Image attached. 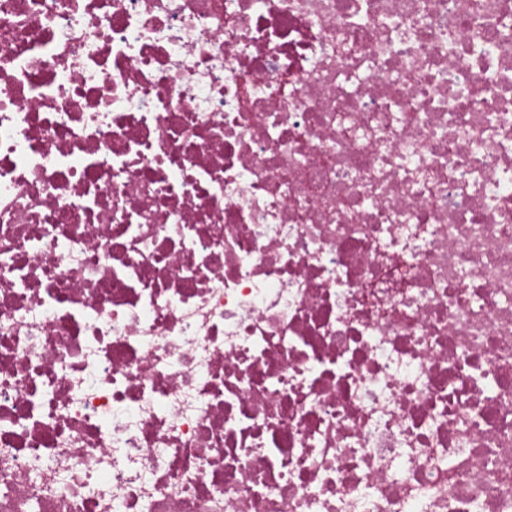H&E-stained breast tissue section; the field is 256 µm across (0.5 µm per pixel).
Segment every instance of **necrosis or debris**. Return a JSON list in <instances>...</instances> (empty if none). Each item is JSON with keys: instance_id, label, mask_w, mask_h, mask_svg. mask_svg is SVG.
Listing matches in <instances>:
<instances>
[{"instance_id": "4bbe7bcc", "label": "necrosis or debris", "mask_w": 512, "mask_h": 512, "mask_svg": "<svg viewBox=\"0 0 512 512\" xmlns=\"http://www.w3.org/2000/svg\"><path fill=\"white\" fill-rule=\"evenodd\" d=\"M0 512H512V0H0Z\"/></svg>"}]
</instances>
